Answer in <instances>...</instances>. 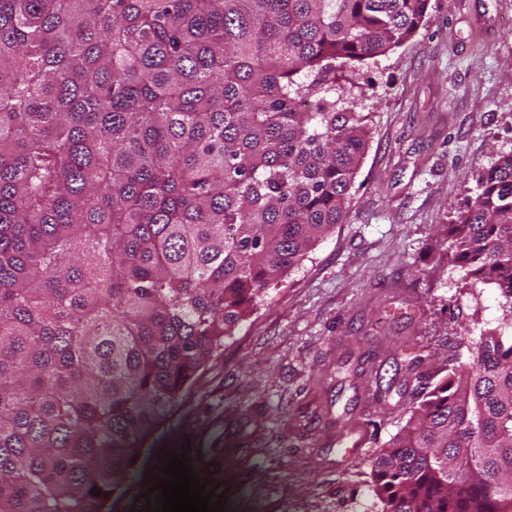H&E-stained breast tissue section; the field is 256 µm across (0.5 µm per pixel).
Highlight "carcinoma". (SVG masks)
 Here are the masks:
<instances>
[{
    "instance_id": "cac0c4a2",
    "label": "carcinoma",
    "mask_w": 512,
    "mask_h": 512,
    "mask_svg": "<svg viewBox=\"0 0 512 512\" xmlns=\"http://www.w3.org/2000/svg\"><path fill=\"white\" fill-rule=\"evenodd\" d=\"M429 0H0V512H112L224 337L346 213L355 63ZM448 225L512 298V152ZM385 512H512V337L418 394Z\"/></svg>"
}]
</instances>
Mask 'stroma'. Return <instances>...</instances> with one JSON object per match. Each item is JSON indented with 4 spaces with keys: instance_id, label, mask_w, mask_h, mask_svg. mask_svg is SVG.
I'll return each instance as SVG.
<instances>
[{
    "instance_id": "35a3bbf8",
    "label": "stroma",
    "mask_w": 512,
    "mask_h": 512,
    "mask_svg": "<svg viewBox=\"0 0 512 512\" xmlns=\"http://www.w3.org/2000/svg\"><path fill=\"white\" fill-rule=\"evenodd\" d=\"M355 81L369 145L343 222L198 370L112 512H138L184 444L195 472L223 469L226 512H382L370 461L420 382L471 362L480 334L512 336V299L466 276L448 242L479 172L512 151V0H430Z\"/></svg>"
}]
</instances>
